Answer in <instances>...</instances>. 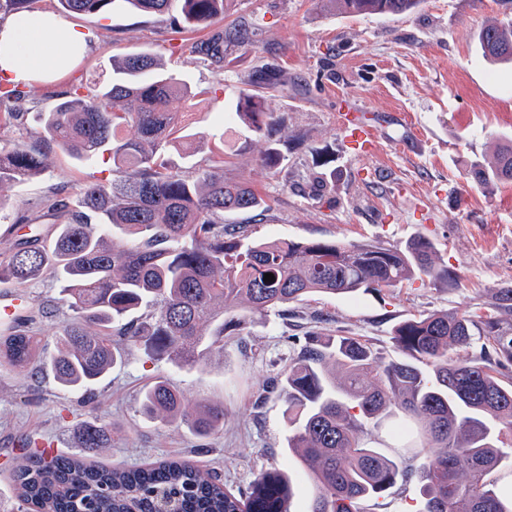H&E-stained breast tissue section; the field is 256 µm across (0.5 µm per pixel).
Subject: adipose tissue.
Wrapping results in <instances>:
<instances>
[{
	"instance_id": "adipose-tissue-1",
	"label": "adipose tissue",
	"mask_w": 512,
	"mask_h": 512,
	"mask_svg": "<svg viewBox=\"0 0 512 512\" xmlns=\"http://www.w3.org/2000/svg\"><path fill=\"white\" fill-rule=\"evenodd\" d=\"M90 49V35L47 10L14 14L0 23V79L34 87L76 68Z\"/></svg>"
}]
</instances>
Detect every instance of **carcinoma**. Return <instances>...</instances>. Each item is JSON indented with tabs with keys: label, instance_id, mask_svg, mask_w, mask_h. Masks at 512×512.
<instances>
[{
	"label": "carcinoma",
	"instance_id": "obj_1",
	"mask_svg": "<svg viewBox=\"0 0 512 512\" xmlns=\"http://www.w3.org/2000/svg\"><path fill=\"white\" fill-rule=\"evenodd\" d=\"M347 14L401 15L420 0H332ZM67 12L96 17L130 8L157 17L177 9V21L207 28L224 17V0H57ZM246 31L219 30L193 52L224 69V48L244 42ZM485 59L512 62V19L482 28ZM278 73L263 65L247 81L231 121L259 138L271 139L281 118L268 108L261 87L277 84ZM190 87L159 67L149 52L112 63V78L86 93L63 92L41 113L37 142L0 151V186L40 176L48 149L75 159L112 151L113 178L87 184L74 206L52 203L55 236L48 247L35 238L18 242L0 261V282L27 285L43 275L56 280L69 311L55 352L46 355L41 337L29 330L0 336V367L52 374L71 392L85 391L121 361L117 336L147 354L174 363H194L242 331L243 318L224 319L241 308L261 312L314 294L355 296L390 290L405 282L448 284L456 272L439 262L424 237L403 248L326 240H250L244 226L224 216L266 205L245 178L224 177V154L192 162L200 150L195 135H177ZM33 100L18 87L0 89V101L20 108ZM183 151L190 171L171 167L165 150ZM281 149L270 146L261 166L278 168ZM471 175L481 187L512 181V139L491 161H475ZM133 241L116 246L112 228ZM271 273L275 280L263 281ZM479 354L460 356L474 336ZM399 359H385L366 341L310 334L288 367L272 381L291 427L288 449L314 480L318 495L311 512H366L364 504L416 479L418 512H512V483L499 472L512 468L505 437L512 434V326L492 311H437L394 326ZM143 411L165 423L178 419L207 435L224 425V409L190 405L165 381L143 396ZM381 415L394 419L391 435L401 445L378 449L368 427ZM79 446L112 447V429L96 421L77 427ZM421 454L428 461L412 469ZM19 499L34 512H158V497L176 512H290L291 476L270 467L244 489L233 491L218 477L185 461L130 468L106 467L68 454L24 453L14 469Z\"/></svg>",
	"mask_w": 512,
	"mask_h": 512
}]
</instances>
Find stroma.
<instances>
[{
    "instance_id": "obj_1",
    "label": "stroma",
    "mask_w": 512,
    "mask_h": 512,
    "mask_svg": "<svg viewBox=\"0 0 512 512\" xmlns=\"http://www.w3.org/2000/svg\"><path fill=\"white\" fill-rule=\"evenodd\" d=\"M506 15L501 0H423L417 12L401 15L341 14L327 0H225L224 28H244L248 40L225 53L220 70L191 51L211 29L122 9L105 20L73 16L90 33L92 51L71 74L37 88L38 109L11 117L0 104V151L35 141L39 112L59 92L106 82L111 58L147 51L196 93L184 124L206 136L197 161L223 148L225 174L250 180L268 203V210L231 218L252 238L402 247L422 235L459 279L450 285L416 280L353 297L313 295L288 316L274 310L251 316L242 335L225 337L223 352L198 364L175 365L125 345L121 363L84 398L53 377L2 367L0 507L27 512L10 480L25 443L78 454L74 427L94 417L120 429L111 448L96 454L102 464L180 459L219 473L233 489L246 487L261 469L284 468L295 487L291 512H310L317 487L287 451L281 400L264 390L287 366L294 341L310 332L358 336L390 355L397 322L439 310L486 311L498 289L512 287V181L487 191L469 173L473 161L492 158L501 140L512 137V67L484 61L476 39ZM264 64L281 73L280 84L265 92L282 119L276 137L288 144L275 171L260 165L266 140L224 119L225 107ZM348 111L374 126L371 153H357L341 134ZM111 176L110 153L79 161L53 151L43 179L1 192L7 206L0 257L16 240L51 235V201ZM24 293L28 327L54 346L68 318L57 284L45 278ZM159 378L189 402L222 406L223 428L201 437L184 423L149 418L142 398Z\"/></svg>"
}]
</instances>
